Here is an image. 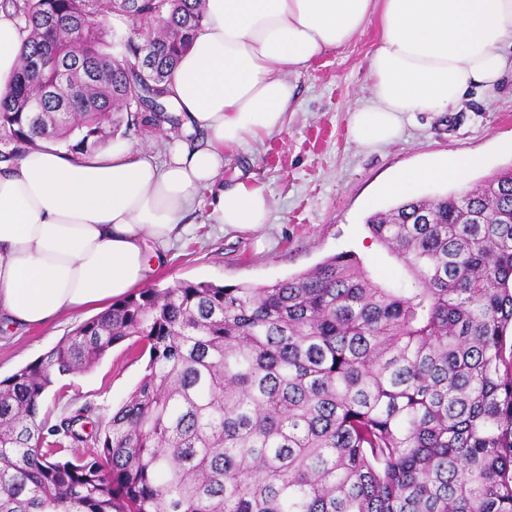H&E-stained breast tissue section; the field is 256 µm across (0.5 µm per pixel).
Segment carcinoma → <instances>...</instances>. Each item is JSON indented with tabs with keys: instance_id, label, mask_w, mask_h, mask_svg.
<instances>
[{
	"instance_id": "obj_1",
	"label": "carcinoma",
	"mask_w": 512,
	"mask_h": 512,
	"mask_svg": "<svg viewBox=\"0 0 512 512\" xmlns=\"http://www.w3.org/2000/svg\"><path fill=\"white\" fill-rule=\"evenodd\" d=\"M5 3L29 36L1 162L179 130L165 98L204 0ZM366 226L399 280L345 251L260 288H143L0 380V512H512V168ZM130 338L149 360L107 422L40 417Z\"/></svg>"
}]
</instances>
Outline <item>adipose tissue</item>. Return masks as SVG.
I'll use <instances>...</instances> for the list:
<instances>
[{"mask_svg":"<svg viewBox=\"0 0 512 512\" xmlns=\"http://www.w3.org/2000/svg\"><path fill=\"white\" fill-rule=\"evenodd\" d=\"M372 23L380 37L370 99L349 117L362 147L397 140L408 113L454 109L473 91L493 95L512 72V0H205L202 27L169 84L182 125L163 160L117 137L87 153L44 143L0 162V321L44 326L132 293L150 270V247L181 235L201 189L214 191V223L262 229L271 213L262 186H218L226 156L281 130L295 109L290 75ZM27 36L0 6V96ZM476 162L406 169L386 190L406 196Z\"/></svg>","mask_w":512,"mask_h":512,"instance_id":"adipose-tissue-1","label":"adipose tissue"}]
</instances>
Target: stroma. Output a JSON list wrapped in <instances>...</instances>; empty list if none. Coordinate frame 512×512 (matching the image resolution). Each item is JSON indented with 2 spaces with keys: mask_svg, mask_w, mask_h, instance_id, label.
Instances as JSON below:
<instances>
[{
  "mask_svg": "<svg viewBox=\"0 0 512 512\" xmlns=\"http://www.w3.org/2000/svg\"><path fill=\"white\" fill-rule=\"evenodd\" d=\"M369 25L345 47L321 56L294 76L298 106L283 128L234 150L226 159L225 185L250 179L262 184L271 204L269 224L257 232L223 230L207 218L211 195L201 191L184 222L185 234L163 253L147 284L209 281L259 287L313 268L328 256L354 251L382 281L402 277L401 265L372 242L368 216L398 203L384 187L399 171L460 155L479 157L464 183H435L423 196L472 186L512 166L500 140L512 137V75L491 97L469 93L450 112H414L397 141L369 150L350 136L351 111L369 99L368 58L378 43ZM88 313L62 317L25 332L0 329V380L43 357L88 320ZM148 362L131 341L115 345L91 369L64 377L42 408L50 421L88 408L93 421L107 420L142 378Z\"/></svg>",
  "mask_w": 512,
  "mask_h": 512,
  "instance_id": "1",
  "label": "stroma"
}]
</instances>
